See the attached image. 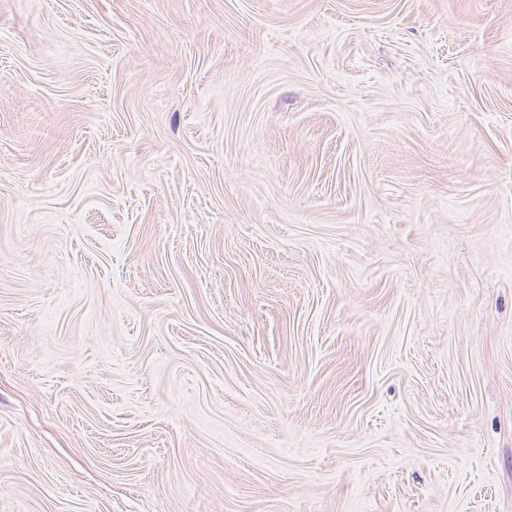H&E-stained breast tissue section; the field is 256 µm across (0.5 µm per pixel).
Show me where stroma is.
<instances>
[{"mask_svg": "<svg viewBox=\"0 0 512 512\" xmlns=\"http://www.w3.org/2000/svg\"><path fill=\"white\" fill-rule=\"evenodd\" d=\"M0 512H512V0H0Z\"/></svg>", "mask_w": 512, "mask_h": 512, "instance_id": "obj_1", "label": "stroma"}]
</instances>
